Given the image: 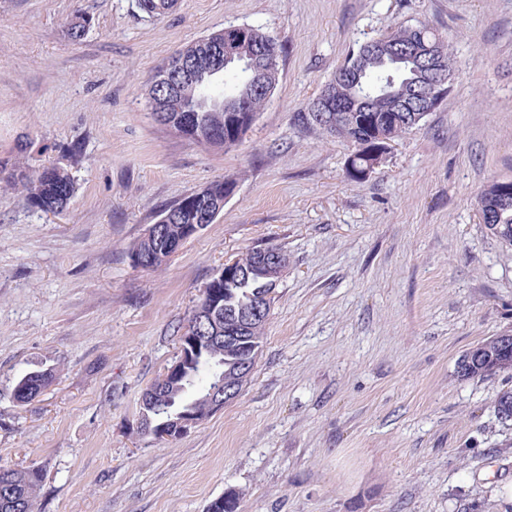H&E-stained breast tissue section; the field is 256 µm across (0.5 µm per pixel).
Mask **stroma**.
Here are the masks:
<instances>
[{
	"instance_id": "stroma-1",
	"label": "stroma",
	"mask_w": 512,
	"mask_h": 512,
	"mask_svg": "<svg viewBox=\"0 0 512 512\" xmlns=\"http://www.w3.org/2000/svg\"><path fill=\"white\" fill-rule=\"evenodd\" d=\"M419 21L447 37L453 82L351 180V148L300 115L359 44ZM243 24L285 48L255 123L226 151L170 133L153 74ZM51 163L77 184L60 214L10 181ZM225 177L238 190L212 224L166 266L133 265L164 208ZM493 180H512V0H175L158 18L0 0V465L41 468L36 512H207L230 490L240 512H512V421L493 411L512 373L456 374L512 333V246L476 209ZM268 244L288 271L250 382L180 439H142L140 397L201 290ZM31 373L23 375L15 387L14 397L20 404H26L38 397L53 381L52 374L48 375L46 373V375H42L39 378L38 376L30 375Z\"/></svg>"
}]
</instances>
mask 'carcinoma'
I'll return each instance as SVG.
<instances>
[{
    "mask_svg": "<svg viewBox=\"0 0 512 512\" xmlns=\"http://www.w3.org/2000/svg\"><path fill=\"white\" fill-rule=\"evenodd\" d=\"M88 26L86 15L73 16L68 25L70 38L81 40ZM384 36L386 48L358 47L337 67L325 85L333 107L332 124L315 122L308 111L302 114L306 124L353 146L346 172L355 181L364 179L374 169L379 158L386 154L390 141L417 126L414 113L391 111L387 99L391 93L406 92L419 78L418 60L412 52L414 45L437 39L445 57L452 58L447 38L425 22L394 26L384 32ZM218 40L238 42V49L249 65L217 67L204 45ZM283 52L282 44L262 29L247 26L240 31L231 25L210 33L205 42L198 39L176 50L177 54L193 61L196 68L195 78L179 86L176 98L179 114L194 116L188 139L195 142L211 130L225 126L228 117L236 118L239 132L246 133L251 126L250 113L229 112L227 108L246 97L252 110L260 111L267 98L265 93L254 88L252 70H261L267 80L278 81L279 70L274 62ZM161 77L159 70L147 87V99L154 115L157 106L168 96V85L161 81ZM14 182L26 191V199L31 205L46 212L66 208L76 191L68 170L57 165L43 167L32 175L21 171L15 175ZM230 183L235 184L237 180H216L166 209L171 214L166 224L171 249L164 258L154 260L149 268L158 269L171 260L185 243L181 225L203 223L209 202L224 198ZM477 205L483 223L491 233L512 245V180L490 182L478 195ZM236 267L240 276L224 282L226 318L248 309L253 300L275 290L279 282L272 272L256 267L253 250L237 259ZM264 327L261 323L249 332L256 339L253 351L227 340L205 344L195 355L184 381L171 384L165 392L156 394L153 390L159 388V381H154L143 392L139 403L140 433L153 437L152 428L170 421V414L183 409L209 417L205 402L209 390L221 375L229 379L238 377L241 361L245 358L257 360L264 344ZM477 348L481 351L479 362L458 376L474 379L512 372V348L503 346L499 337L491 336L478 343ZM50 379V374L41 377L23 375L15 387V400L20 404L32 401L49 386ZM494 412L501 420H512V391L499 395ZM42 480V470L37 467L0 466V512H35L36 495Z\"/></svg>",
    "mask_w": 512,
    "mask_h": 512,
    "instance_id": "1",
    "label": "carcinoma"
}]
</instances>
